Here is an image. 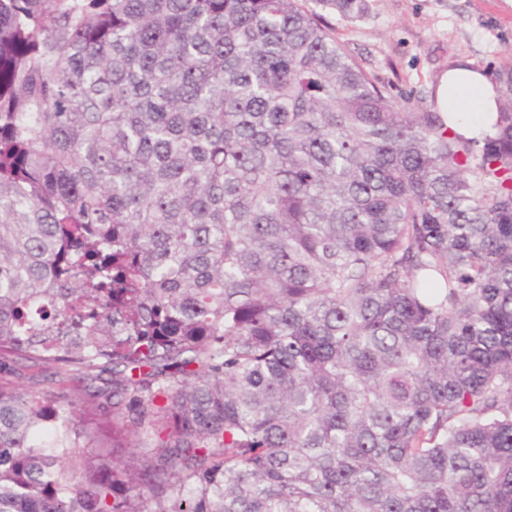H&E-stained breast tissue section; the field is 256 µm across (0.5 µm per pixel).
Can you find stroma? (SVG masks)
<instances>
[{
    "label": "stroma",
    "mask_w": 512,
    "mask_h": 512,
    "mask_svg": "<svg viewBox=\"0 0 512 512\" xmlns=\"http://www.w3.org/2000/svg\"><path fill=\"white\" fill-rule=\"evenodd\" d=\"M301 2L367 72L422 112L436 111L439 79L458 60L492 75L512 62V0H368L354 20Z\"/></svg>",
    "instance_id": "stroma-1"
}]
</instances>
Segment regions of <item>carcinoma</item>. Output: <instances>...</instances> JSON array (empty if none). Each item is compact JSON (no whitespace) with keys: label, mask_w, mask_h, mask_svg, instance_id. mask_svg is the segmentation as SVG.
<instances>
[{"label":"carcinoma","mask_w":512,"mask_h":512,"mask_svg":"<svg viewBox=\"0 0 512 512\" xmlns=\"http://www.w3.org/2000/svg\"><path fill=\"white\" fill-rule=\"evenodd\" d=\"M497 80L468 140L298 0H0V512H512ZM27 365L28 363L24 360H17L14 364L18 371L17 374L20 377L19 381L24 385L32 386V384H35V387L43 389L46 392H58L60 390L62 386L59 382L51 381L50 373L53 371L52 369L48 371H41L38 368L29 369Z\"/></svg>","instance_id":"cac0c4a2"}]
</instances>
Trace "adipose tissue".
I'll list each match as a JSON object with an SVG mask.
<instances>
[{"mask_svg":"<svg viewBox=\"0 0 512 512\" xmlns=\"http://www.w3.org/2000/svg\"><path fill=\"white\" fill-rule=\"evenodd\" d=\"M497 91L485 72L452 67L440 78L436 102L450 129L465 138L491 132L496 119Z\"/></svg>","mask_w":512,"mask_h":512,"instance_id":"ef3b65f1","label":"adipose tissue"}]
</instances>
